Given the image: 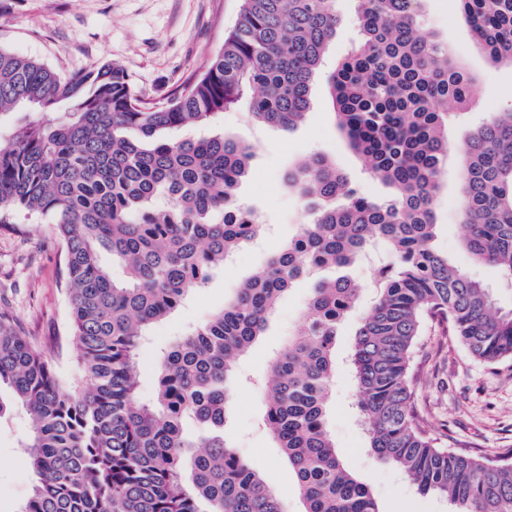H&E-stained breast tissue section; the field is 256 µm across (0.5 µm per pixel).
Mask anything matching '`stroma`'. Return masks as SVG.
Instances as JSON below:
<instances>
[{
    "instance_id": "stroma-1",
    "label": "stroma",
    "mask_w": 512,
    "mask_h": 512,
    "mask_svg": "<svg viewBox=\"0 0 512 512\" xmlns=\"http://www.w3.org/2000/svg\"><path fill=\"white\" fill-rule=\"evenodd\" d=\"M239 4L240 0H0V47L67 74L106 62L121 65L148 98L158 101L203 70L221 46L225 31L234 24ZM336 7L340 25L312 86L311 108L296 129L285 132L251 122L244 110L236 109L224 112L213 127L188 126L180 131L181 136L200 138L218 129L255 145L253 171L238 196L261 214L269 230L262 240L245 246L228 265L215 270L209 283L194 291L184 308L154 328L141 356L142 400L155 396V360L160 348L222 308L234 288L295 235L300 203L282 181L289 166L305 155L324 153L335 157L365 193H387L384 185L369 177L334 128L327 77L358 37L357 0H337ZM456 7V0H425L422 23L447 42L461 65L476 78L469 110L448 125L449 141L459 145L493 113L512 103V69L488 63L474 47L468 28L453 21ZM459 197V165L452 156L436 200L435 245L454 265L489 286L498 306L511 309L512 288L502 284L495 268L475 263L463 247ZM62 249L52 225L24 220L0 226V310L8 312L38 348L51 354L62 378L70 382L79 375L78 353L69 338V301L59 261ZM353 275L362 290L345 321L336 356L329 420L333 440L347 454L354 473L370 486L380 512H448L446 498L420 494L398 469L378 460L367 448L346 360L351 339L375 297L370 263L358 265ZM308 291L303 284L281 300L266 336L238 363L245 377L256 379L267 373L271 353L298 330ZM422 343L416 355L422 367L419 401L441 446L457 450L467 444L491 458L500 449L511 448L512 362L483 365L434 324L426 326ZM263 412L261 394L243 386L230 404L226 430L238 452L280 491L288 512H299L288 465L259 426ZM28 432L29 422L21 416L0 424V512H17L36 481L21 448Z\"/></svg>"
}]
</instances>
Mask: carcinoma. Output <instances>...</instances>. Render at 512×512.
Masks as SVG:
<instances>
[{"instance_id": "obj_1", "label": "carcinoma", "mask_w": 512, "mask_h": 512, "mask_svg": "<svg viewBox=\"0 0 512 512\" xmlns=\"http://www.w3.org/2000/svg\"><path fill=\"white\" fill-rule=\"evenodd\" d=\"M357 2L359 39L329 76L332 104L349 149L389 194H364L324 154L288 169L284 184L307 220L224 309L162 351L148 403L138 373L149 328L265 230L238 197L256 148L225 133L170 131L231 108L294 129L336 33V0H242L203 72L158 102L118 65L65 75L0 48V112L40 115L0 129V224L21 214L54 225L82 370L65 385L0 312V386L12 391L0 419L29 417L24 447L38 477L19 512H284L224 425L237 360L303 281L302 326L258 382L261 425L288 462L302 512H380L329 430L340 328L359 292L348 271L380 246L377 297L347 358L368 448L452 512H512V451L491 460L440 446L413 366L427 320L480 363L512 361V309L496 307L491 289L434 245L448 118L468 108L474 79L424 29L422 0ZM458 2L489 61L512 69V0ZM460 154L464 246L512 286V108L475 128ZM105 252L130 280L114 279Z\"/></svg>"}]
</instances>
